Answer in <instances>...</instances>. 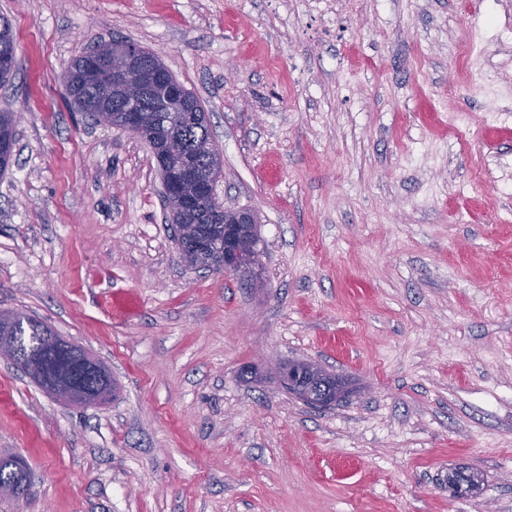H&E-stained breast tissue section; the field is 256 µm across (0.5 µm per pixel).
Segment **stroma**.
<instances>
[{"label":"stroma","mask_w":512,"mask_h":512,"mask_svg":"<svg viewBox=\"0 0 512 512\" xmlns=\"http://www.w3.org/2000/svg\"><path fill=\"white\" fill-rule=\"evenodd\" d=\"M22 116L0 173V310L112 372L75 407L0 359V512H512V0H0ZM478 37L482 51L458 47ZM201 100L217 193L257 214L262 287L184 263L151 146L67 104L92 41ZM458 85L449 96V85ZM469 115L467 128L452 116ZM137 296L132 315L101 299ZM307 360L356 395L265 378ZM484 476L452 497L448 471Z\"/></svg>","instance_id":"35a3bbf8"}]
</instances>
